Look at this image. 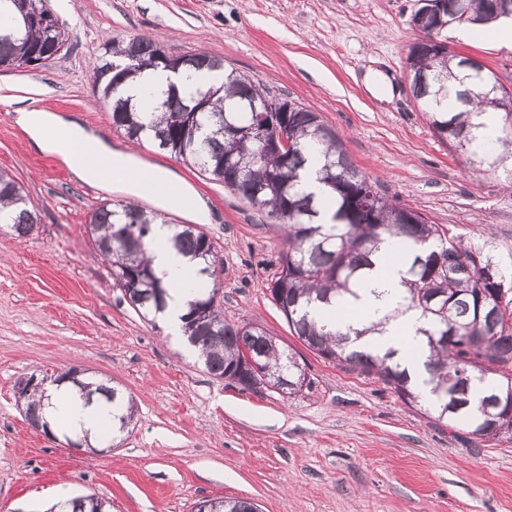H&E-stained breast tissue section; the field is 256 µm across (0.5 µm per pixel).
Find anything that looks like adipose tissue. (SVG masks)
<instances>
[{
  "label": "adipose tissue",
  "instance_id": "adipose-tissue-1",
  "mask_svg": "<svg viewBox=\"0 0 512 512\" xmlns=\"http://www.w3.org/2000/svg\"><path fill=\"white\" fill-rule=\"evenodd\" d=\"M223 71H201L193 75L175 74L162 69L133 78L119 88L121 95L138 100L141 111L153 109L155 92L175 87L185 90L191 85H221ZM18 125L41 151L58 156L82 182L103 185L137 198H153L162 209L178 208L197 221L206 220V204L192 197L190 191L163 169L144 166L133 153L112 148L110 144L73 120L32 105L16 107ZM174 228L163 221L151 226L147 254L152 266L168 291L167 306L160 318L174 337L184 334V317L189 303L198 294L197 260L177 250L172 237ZM394 241L384 243L375 256V283L378 293L366 296L353 309L344 303L322 305L316 311L320 321L336 324L338 330L359 327L375 311L391 309L399 286L402 266L393 261ZM421 322L416 312L409 311L391 320L383 335L373 342L380 350H395L410 378L425 372L426 353L416 350V331ZM48 399L40 412L48 430L70 439H87L98 443L112 438L116 429L111 404H85L79 390L69 382L49 386Z\"/></svg>",
  "mask_w": 512,
  "mask_h": 512
}]
</instances>
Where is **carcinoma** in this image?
<instances>
[{
	"label": "carcinoma",
	"instance_id": "1",
	"mask_svg": "<svg viewBox=\"0 0 512 512\" xmlns=\"http://www.w3.org/2000/svg\"><path fill=\"white\" fill-rule=\"evenodd\" d=\"M428 24L439 31L452 27L488 24L505 17L503 0H434ZM0 15L12 21L0 27V67H39V61L58 55L69 34L48 0H0ZM172 57L152 39L136 36L105 43L100 65L94 72L99 101L112 125L132 142L148 141L154 147L199 167L224 183L244 200L258 207L271 224L284 230L287 250L280 270L267 289L279 305L288 303L284 316L302 344L320 358L342 367L375 375L406 404H423L436 421L462 424L475 439L512 438V273L500 271L495 281L483 276L490 258L472 250L449 231L423 214L387 198L374 189L369 178L350 161L336 131L322 117L293 100L278 98L284 123L259 137L261 109L270 93L261 85L231 70L223 85L196 87L187 95L170 89L157 94L156 121H144L128 98L117 95L129 78L168 70ZM185 72L222 70L223 60L203 51L190 54ZM411 88L428 116L434 135L449 142L469 158L482 159L488 145L481 143V125L471 117L489 112L506 132L497 138L504 152H512V112L501 108L498 85L489 73L479 78L461 65L448 50L427 42L414 43L406 58ZM454 90L456 111L441 107ZM285 134L291 146L281 150L274 135ZM317 160L316 180L331 199V223L319 220L321 199L301 186L309 161ZM15 208L9 227L26 238L39 215L29 206L22 187L0 172V211ZM155 214L131 203L103 204L92 210L88 229L95 245L110 265L115 287L144 315L165 308L167 291L151 267L146 240ZM397 237L404 248V292L401 302L420 313L417 329L428 350L425 385L427 395L408 380L394 351L360 347L362 336L380 332L373 323L343 334L310 316L319 304L338 296L359 299L375 271L374 256L385 237ZM175 246L199 260V274L207 279L189 303L184 335L199 351L206 371L231 380L247 390L255 389L262 374L270 371L288 382L287 395L302 391L306 370L297 353L279 347L273 337L254 324H232L215 305L218 270L208 235L191 224L181 226ZM86 398L101 392L117 408L118 432L131 424L135 405L117 388L92 382L79 383ZM43 392L25 398L28 421L39 419ZM258 512L244 499H210L194 505L202 512ZM69 512H103L105 501L93 494L67 500Z\"/></svg>",
	"mask_w": 512,
	"mask_h": 512
}]
</instances>
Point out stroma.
I'll use <instances>...</instances> for the list:
<instances>
[{"label": "stroma", "mask_w": 512, "mask_h": 512, "mask_svg": "<svg viewBox=\"0 0 512 512\" xmlns=\"http://www.w3.org/2000/svg\"><path fill=\"white\" fill-rule=\"evenodd\" d=\"M68 48L36 69L0 68V170L40 213L17 240L0 230V512H49L56 495L94 493L111 512H192L247 498L260 512H512V439L480 440L410 407L376 377L317 357L267 288L283 233L222 183L150 144L141 161L174 172L206 204L203 231L224 262L227 321L255 324L307 366L293 397L210 375L180 341L123 298L87 233L116 191L78 181L35 150L18 99L72 118L113 147L127 139L98 103L93 74L111 38L146 36L172 55L198 49L318 112L370 181L464 245L512 270V190L490 160L433 134L405 79L418 0H50ZM443 40L512 90V48ZM77 367L138 406L129 433L92 454L29 425L17 383Z\"/></svg>", "instance_id": "1"}]
</instances>
